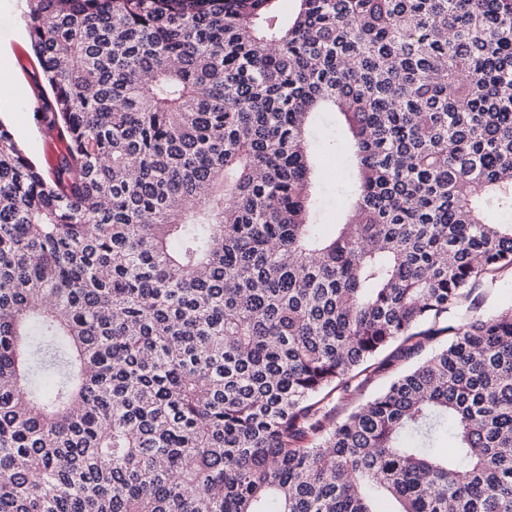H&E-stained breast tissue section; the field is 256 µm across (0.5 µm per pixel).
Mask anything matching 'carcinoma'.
I'll return each instance as SVG.
<instances>
[{"label": "carcinoma", "mask_w": 512, "mask_h": 512, "mask_svg": "<svg viewBox=\"0 0 512 512\" xmlns=\"http://www.w3.org/2000/svg\"><path fill=\"white\" fill-rule=\"evenodd\" d=\"M25 2L66 147L0 121V512H512V306L447 324L512 270V0ZM343 176V171L336 165H329L322 172L328 201L319 220V230L327 236L334 232V224H336L339 216L336 205V182L342 179ZM394 374V369H375L370 378L364 379V377H361L354 383L355 385L359 383V387L353 392H350V395L339 398L335 393L329 402V408H334L336 418L341 419L353 406L377 394L390 381Z\"/></svg>", "instance_id": "1"}]
</instances>
